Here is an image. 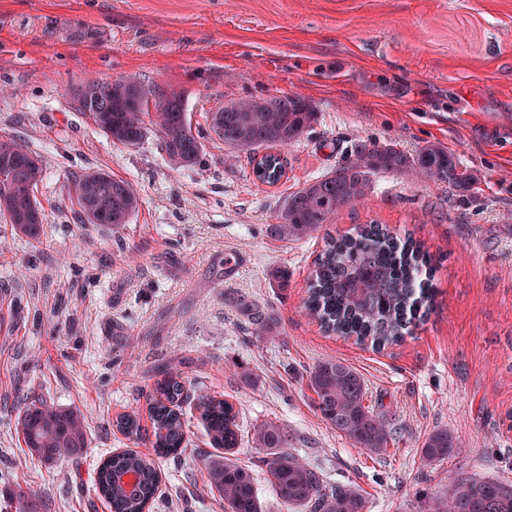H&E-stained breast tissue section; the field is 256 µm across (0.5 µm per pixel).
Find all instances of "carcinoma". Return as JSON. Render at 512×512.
Returning a JSON list of instances; mask_svg holds the SVG:
<instances>
[{
	"label": "carcinoma",
	"mask_w": 512,
	"mask_h": 512,
	"mask_svg": "<svg viewBox=\"0 0 512 512\" xmlns=\"http://www.w3.org/2000/svg\"><path fill=\"white\" fill-rule=\"evenodd\" d=\"M138 86L145 97L130 107L112 95L111 82L92 80L82 84L100 108L112 114L111 141L137 145L150 123L158 133L161 151L173 165H196L203 143L192 131L182 94L143 82ZM265 103L269 107L262 109L256 99L228 102L224 108L208 113L206 124L210 134L224 142L225 149L250 156L257 181L274 185L286 174V159L274 149L298 143L315 121L316 112L298 95L272 97ZM16 148L25 161L20 174L26 189L11 197L12 209L0 208V215L7 217L17 231L35 237L40 225L14 223L13 211L40 207L35 192L42 166L21 145ZM376 171L430 178L459 191L471 190L478 181L472 171L441 147L427 145L407 154L393 144L358 141L336 170L288 195L278 223L267 225V233L273 238L293 240L321 231L339 209L364 202L369 194V176ZM95 177L102 179L112 196V223H126L138 208V196L128 182L103 170L81 174L68 184L76 213L94 223L83 201L82 186ZM324 239V249L313 270L308 313L330 333L360 342L369 340L377 347L401 340L418 309L431 306L433 293L429 282L420 279V273L431 267L432 259L417 242L402 241L378 224H364L338 237L327 232ZM308 382L316 394L321 417L337 432L368 453L387 447L393 427L384 415L366 404L365 383L354 368L326 359L310 371ZM186 399L182 383L164 370L149 402L151 432L144 431L134 414L116 418L117 429L130 438L147 440L154 457L129 448L109 456L97 467L94 485L109 512H150L161 484L155 458H177L187 446V422L181 412ZM196 406L210 445L224 450V456L209 461L206 467L208 488L224 499L226 512H262L252 470L234 460L242 438L233 404L201 394ZM17 430L29 454L47 464L78 456L88 445L80 412L56 407L41 397H29ZM253 442L262 450L257 456L258 468L266 472L270 487L283 505L304 506L309 512H363L364 501L358 490L343 484L328 489L320 472L282 452L288 436L278 425L259 426ZM459 447L458 438L440 428L425 438L420 454L424 463L432 464L448 459ZM10 508L37 512L29 492L20 485L10 494ZM428 509L512 512V486L461 477L446 497L429 501Z\"/></svg>",
	"instance_id": "cac0c4a2"
}]
</instances>
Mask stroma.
<instances>
[{"label": "stroma", "instance_id": "35a3bbf8", "mask_svg": "<svg viewBox=\"0 0 512 512\" xmlns=\"http://www.w3.org/2000/svg\"><path fill=\"white\" fill-rule=\"evenodd\" d=\"M91 78L179 90L196 129L247 97L296 94L316 120L286 150L285 177L259 186L248 155L217 139L190 168L168 162L156 131L112 142L73 103ZM1 136L41 159L44 220L33 239L0 216V501L19 484L37 512H108L93 475L133 445L112 423L134 414L151 428L163 365L188 394L233 403L239 463L275 422L327 483L356 487L363 512H429L459 477L512 485V0H0ZM366 139L443 147L478 188L381 172L325 232L271 239L288 194ZM96 170L136 190L127 223L76 219L67 183ZM370 222L432 258L430 310L381 350L325 333L303 308L324 234ZM231 254L241 264L228 279ZM277 267L288 289L270 282ZM264 313L276 323L260 336ZM326 359L355 368L390 419L384 451L354 446L316 410L308 375ZM34 393L83 415L81 455H27L16 424ZM183 410L189 443L160 460L151 512H224L206 484L216 450L193 402ZM438 428L461 446L427 466L420 447Z\"/></svg>", "mask_w": 512, "mask_h": 512}]
</instances>
